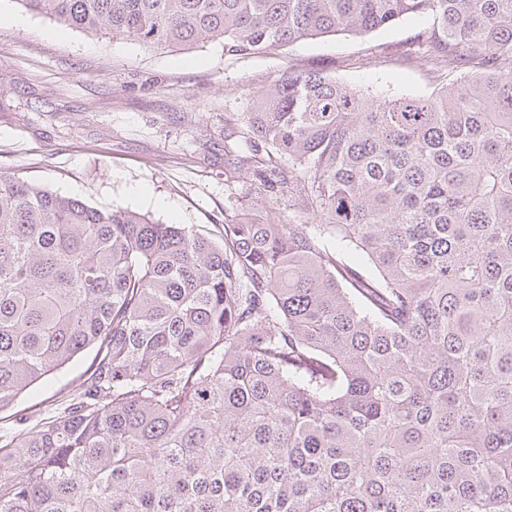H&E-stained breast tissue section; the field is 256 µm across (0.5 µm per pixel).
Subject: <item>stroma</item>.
<instances>
[{"instance_id": "stroma-1", "label": "stroma", "mask_w": 512, "mask_h": 512, "mask_svg": "<svg viewBox=\"0 0 512 512\" xmlns=\"http://www.w3.org/2000/svg\"><path fill=\"white\" fill-rule=\"evenodd\" d=\"M0 0V171L97 208H127L166 224L220 231L243 208L276 224L297 218L287 202L251 197L253 169L234 165L249 148L224 152L225 122L253 107L288 69L318 67L337 79L388 93L438 88L410 52L423 20L405 18L360 37L303 39L262 54L230 56L224 45L143 44L61 27ZM235 182H227V173ZM93 359L80 354L20 397L12 413L36 421L64 403Z\"/></svg>"}]
</instances>
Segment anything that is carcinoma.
<instances>
[{
	"label": "carcinoma",
	"instance_id": "1",
	"mask_svg": "<svg viewBox=\"0 0 512 512\" xmlns=\"http://www.w3.org/2000/svg\"><path fill=\"white\" fill-rule=\"evenodd\" d=\"M265 53L416 16L443 85L291 68L241 113L303 224L219 239L0 172V512H512V0H16ZM93 356L94 353L92 351H85L80 354L70 366L60 372L49 375L47 379L38 384L32 391L21 396L12 410L1 413L0 417H26L28 419L26 422L33 423L45 411L60 406L68 399L75 386L84 379L82 376L83 372L90 365ZM3 420H0V425L2 426L9 422V420Z\"/></svg>",
	"mask_w": 512,
	"mask_h": 512
}]
</instances>
